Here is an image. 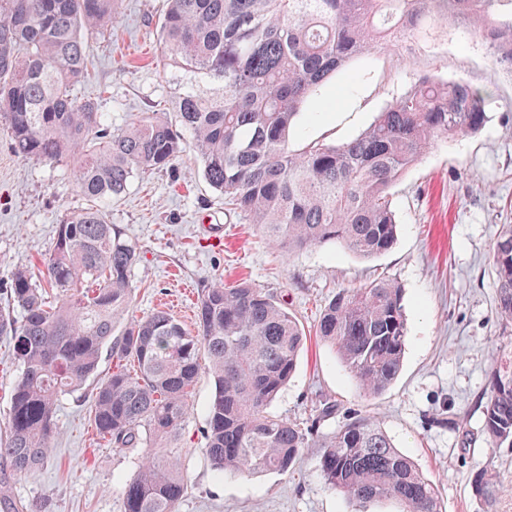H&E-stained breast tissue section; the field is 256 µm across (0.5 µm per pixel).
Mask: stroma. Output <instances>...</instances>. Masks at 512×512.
I'll list each match as a JSON object with an SVG mask.
<instances>
[{
    "instance_id": "obj_1",
    "label": "stroma",
    "mask_w": 512,
    "mask_h": 512,
    "mask_svg": "<svg viewBox=\"0 0 512 512\" xmlns=\"http://www.w3.org/2000/svg\"><path fill=\"white\" fill-rule=\"evenodd\" d=\"M165 9L166 0H123L108 38L87 40L96 65L80 94L97 100L113 130L143 112L171 111L175 84L160 45ZM428 73L484 90L488 119L477 133L437 140L391 186L398 235L379 256L362 259L336 243L293 254L271 247L225 205L189 152L168 169L136 175L99 207L139 252L131 315L164 310L192 331L203 286L244 279L273 294L304 326L307 342L272 412L303 422L320 400H334L339 411L323 423L325 433L373 415L434 484L442 512H479L470 486L478 471L496 464L512 486V450L491 461L480 408L501 344L492 250L502 226L512 224V70L493 65L479 36L441 24L427 38L408 36L349 61L303 104L290 144L355 138ZM87 205L69 166L18 158L0 129L1 307L13 272L36 267L61 217ZM377 278L403 290L407 340L397 379L366 399L315 327L339 289ZM212 394L211 379L200 376L175 442L188 486L179 512H394L386 503L360 507L330 489L317 448L304 449L285 474L216 478L202 451ZM56 423L43 466L19 473L0 464L9 495L26 512H123L119 483L137 473L144 449L99 439L77 394L62 399Z\"/></svg>"
}]
</instances>
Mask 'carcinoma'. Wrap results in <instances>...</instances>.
<instances>
[{
  "mask_svg": "<svg viewBox=\"0 0 512 512\" xmlns=\"http://www.w3.org/2000/svg\"><path fill=\"white\" fill-rule=\"evenodd\" d=\"M122 0H0V125L12 151L46 165L73 164V184L93 205L59 220L39 274H12L0 335L21 372L10 396L0 460L15 472L44 464L62 396L84 389L89 418L114 448H151L122 482L124 512H177L187 485L164 448L179 435L201 373L212 377L205 452L217 477L288 472L305 448L322 449L325 483L359 505L441 512L436 490L376 417L331 433L325 400L297 423L268 407L295 372L306 332L275 297L239 280L201 290L197 332L157 310L124 320L137 248L94 205L133 176L173 165L191 150L209 185L272 246L292 254L339 243L368 259L397 237L389 188L442 137L479 131L485 93L428 74L341 145L294 150L300 108L351 59L406 34L454 21L477 33L512 70V0H167L162 57L176 73L175 121L152 112L114 132L97 102L78 97L93 69L86 39L112 27ZM492 261L502 338L481 398L490 453L512 447V224ZM315 334L365 398L397 377L407 335L402 288L374 279L344 288ZM115 364L96 379L103 352ZM133 364V370L127 364ZM475 499L498 512L512 495L492 464L475 474Z\"/></svg>",
  "mask_w": 512,
  "mask_h": 512,
  "instance_id": "carcinoma-1",
  "label": "carcinoma"
}]
</instances>
